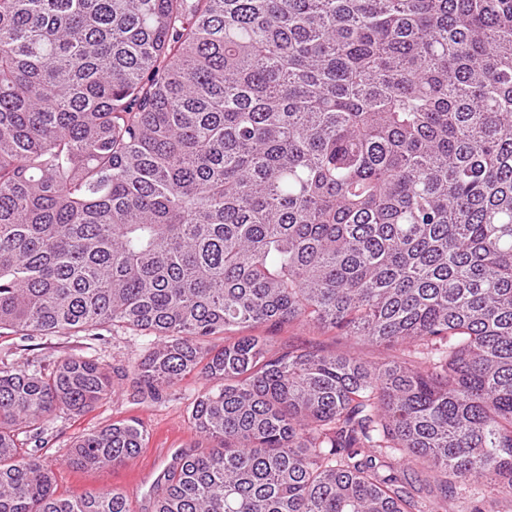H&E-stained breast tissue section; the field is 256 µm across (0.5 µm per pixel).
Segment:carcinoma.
<instances>
[{"label":"carcinoma","instance_id":"obj_1","mask_svg":"<svg viewBox=\"0 0 512 512\" xmlns=\"http://www.w3.org/2000/svg\"><path fill=\"white\" fill-rule=\"evenodd\" d=\"M293 324L400 355L252 333ZM111 325L158 339L141 392L214 382L155 512L512 503V0H0V331ZM111 393L0 367V512H133L20 439Z\"/></svg>","mask_w":512,"mask_h":512}]
</instances>
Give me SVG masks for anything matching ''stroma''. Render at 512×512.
Masks as SVG:
<instances>
[{"label":"stroma","instance_id":"35a3bbf8","mask_svg":"<svg viewBox=\"0 0 512 512\" xmlns=\"http://www.w3.org/2000/svg\"><path fill=\"white\" fill-rule=\"evenodd\" d=\"M151 337L121 328L59 334L22 333L0 335V365L20 369L53 367L67 357L93 360L112 370V393L89 411L75 415L58 413L38 437L27 440L30 453L53 461L56 485L64 495H82L117 489L127 495L134 512H152L154 486L173 455L195 440L190 424L192 403L211 382L192 374L171 386L159 389L158 398L142 396L134 382L133 364L148 351ZM274 345L304 347L318 345L329 353H345L370 362L393 357L382 345L354 339H338L301 325L282 328L273 335ZM136 420L148 437L144 448L116 468L78 471L66 467L64 458L78 437L114 422Z\"/></svg>","mask_w":512,"mask_h":512}]
</instances>
